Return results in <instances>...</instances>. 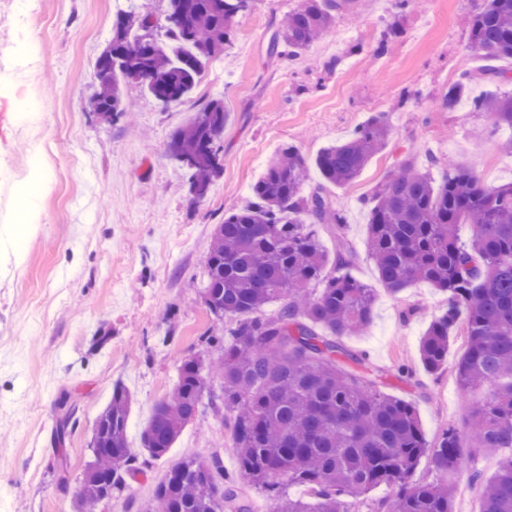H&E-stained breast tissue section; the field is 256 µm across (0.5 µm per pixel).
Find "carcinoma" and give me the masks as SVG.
<instances>
[{"label": "carcinoma", "mask_w": 512, "mask_h": 512, "mask_svg": "<svg viewBox=\"0 0 512 512\" xmlns=\"http://www.w3.org/2000/svg\"><path fill=\"white\" fill-rule=\"evenodd\" d=\"M252 0H169L159 27L152 14L119 12L113 29L115 58L98 63L103 106L125 111L122 84L133 77L160 101L182 102L192 93L206 64L229 38L237 17ZM344 0H304L288 12L273 36L296 55L326 35ZM470 49L488 61L512 60V0H484L466 21ZM476 112L492 114L512 130V96H479ZM226 113L209 101L195 121L173 138L177 163L191 184L208 187L222 172L217 143ZM385 114L370 118L346 140L323 149L315 160L323 183L301 193L307 163L288 146L268 163L252 185V200L216 226L198 291L212 320L222 326L213 342L222 364L211 383L210 364L184 361L172 393L159 400L141 431L142 449L129 447L132 398L116 387L98 414L90 441L91 460L76 492L78 512L123 493L153 459L173 447L184 428L206 409H233L239 461L236 479L226 481L224 461L185 459L174 466L141 512H250L233 486L241 481L273 488L286 479L307 488L314 509L285 498L277 512H347L343 496L384 485L393 490L385 512H453L448 472L468 465L471 451L512 448V182L483 185L474 172L448 166L443 181L431 180L427 164L407 156L363 200L369 206L370 255L378 278L399 293L424 281L448 296V310L420 340V360L430 372L448 360L449 336L464 316L468 347L457 364L462 389L484 385L493 391L471 414L463 432L452 430L435 445L426 440L412 404L380 389L371 373L346 368L342 359L363 364L341 339L368 328L375 294L342 270L351 262L342 237L344 217L324 184L347 185L386 145ZM336 225L334 272L314 228ZM469 224L467 244L457 226ZM321 288L309 293V286ZM283 301L268 316L271 301ZM430 455L437 476L412 482L421 458ZM472 483L481 512H512V456L487 479L474 469Z\"/></svg>", "instance_id": "cac0c4a2"}]
</instances>
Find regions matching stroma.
<instances>
[{
    "mask_svg": "<svg viewBox=\"0 0 512 512\" xmlns=\"http://www.w3.org/2000/svg\"><path fill=\"white\" fill-rule=\"evenodd\" d=\"M301 3L252 0L190 98L165 105L130 82L123 87L126 112L108 121L93 102L117 0H0V73L18 82L0 89V234L25 255L19 268L0 263V488L7 512H76L94 423L115 384L134 398L127 437L139 447L179 366L220 354L207 342L216 328L196 289L217 224L250 199L280 148L294 145L313 161L378 112L390 125L386 148L353 183L327 188L346 217L344 230L317 227L330 256L344 234L351 274L377 294L371 325L342 343L385 374V393L414 404L428 442L462 428L489 398V388L467 393L458 382L465 321L450 333L447 363L434 373L424 369L419 342L445 297L421 281L397 294L386 290L369 255L362 203L408 155L441 156L442 165L431 169L438 181L449 162L490 186L512 180V151L503 147L512 133L469 102L444 103L466 75L474 93H512V82L484 81L483 60L468 51L461 19L482 0H414L403 11L394 0H356L326 37L292 58L271 40ZM214 98L227 114L223 172L198 199L168 149ZM41 171L51 188L35 199L43 222L32 233L27 206L12 192L16 181ZM67 416L76 425L64 443L70 470L63 487L54 434ZM215 452L225 474L235 475L231 412L199 415L165 456L96 512H138L172 465ZM501 459L478 451L472 467L449 472L454 512H481L470 473L491 477Z\"/></svg>",
    "mask_w": 512,
    "mask_h": 512,
    "instance_id": "1",
    "label": "stroma"
}]
</instances>
